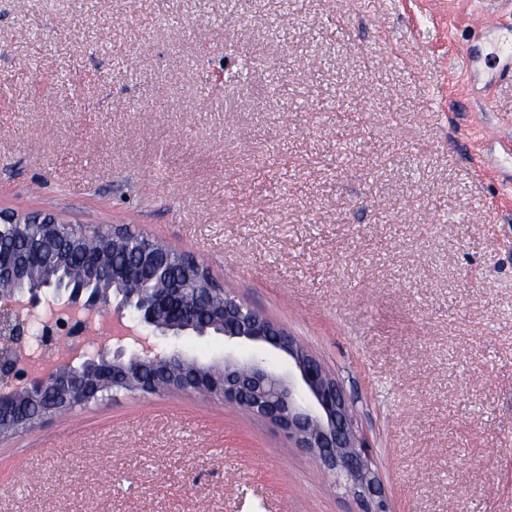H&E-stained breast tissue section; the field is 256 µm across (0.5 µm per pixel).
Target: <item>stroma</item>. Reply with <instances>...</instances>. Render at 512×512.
<instances>
[{
	"instance_id": "35a3bbf8",
	"label": "stroma",
	"mask_w": 512,
	"mask_h": 512,
	"mask_svg": "<svg viewBox=\"0 0 512 512\" xmlns=\"http://www.w3.org/2000/svg\"><path fill=\"white\" fill-rule=\"evenodd\" d=\"M500 46L504 0H0V210L194 255L342 382L392 512H512V151L475 134L512 119ZM359 510L190 392L0 442V512Z\"/></svg>"
}]
</instances>
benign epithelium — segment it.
<instances>
[{"instance_id":"1","label":"benign epithelium","mask_w":512,"mask_h":512,"mask_svg":"<svg viewBox=\"0 0 512 512\" xmlns=\"http://www.w3.org/2000/svg\"><path fill=\"white\" fill-rule=\"evenodd\" d=\"M43 222L64 245L99 240L117 247V228L87 232L71 225L59 233L51 214L18 215L0 211L1 224ZM172 249L151 240L138 250L135 263L124 272L110 267L107 253L87 252L81 272H68L48 286L25 285L36 273L60 264V259L36 253L0 262V439L32 428L84 401L115 390L156 392L176 389L221 399L281 427L308 450L323 469L353 494L360 512H391L371 445L346 404L338 380L323 364L271 320L219 291L208 269L193 255L171 283H153L171 263ZM121 278L128 288L112 292L106 279ZM155 287H149V284ZM61 305L74 311L113 317L112 334L101 339L79 335L78 326L58 324L85 348L63 354L42 371L24 366L25 351L47 344L49 327H39L32 315ZM213 330L232 347L224 351L221 370L191 360L177 347L164 349L162 336ZM254 344L288 357L278 370L259 356L241 358L234 346Z\"/></svg>"}]
</instances>
